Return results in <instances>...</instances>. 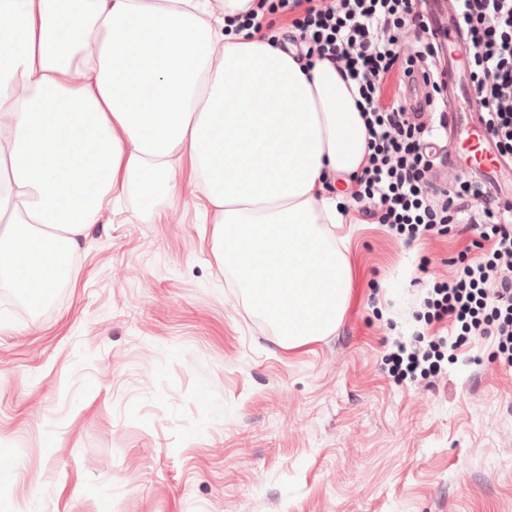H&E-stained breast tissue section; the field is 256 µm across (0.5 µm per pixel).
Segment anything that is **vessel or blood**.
<instances>
[{
	"instance_id": "vessel-or-blood-1",
	"label": "vessel or blood",
	"mask_w": 512,
	"mask_h": 512,
	"mask_svg": "<svg viewBox=\"0 0 512 512\" xmlns=\"http://www.w3.org/2000/svg\"><path fill=\"white\" fill-rule=\"evenodd\" d=\"M427 13L438 41L445 48L439 68L445 84L448 128L458 135L463 149L469 153L471 168L486 173L488 189H495L499 169L497 149L479 120L482 104L471 80L466 77V61L458 54L463 38L458 18L459 0H429Z\"/></svg>"
}]
</instances>
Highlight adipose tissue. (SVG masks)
Listing matches in <instances>:
<instances>
[{"mask_svg":"<svg viewBox=\"0 0 512 512\" xmlns=\"http://www.w3.org/2000/svg\"><path fill=\"white\" fill-rule=\"evenodd\" d=\"M248 0H0V281L52 294L115 200L176 203L190 160L212 251L298 347L340 322L349 181L368 150L328 61L224 31Z\"/></svg>","mask_w":512,"mask_h":512,"instance_id":"1","label":"adipose tissue"}]
</instances>
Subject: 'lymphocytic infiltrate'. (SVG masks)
<instances>
[{
  "instance_id": "obj_1",
  "label": "lymphocytic infiltrate",
  "mask_w": 512,
  "mask_h": 512,
  "mask_svg": "<svg viewBox=\"0 0 512 512\" xmlns=\"http://www.w3.org/2000/svg\"><path fill=\"white\" fill-rule=\"evenodd\" d=\"M471 81L499 156L512 157V0H459ZM293 33L299 59L326 60L355 82L369 154L351 193L359 221L385 226L406 244L471 234L477 256L449 258L448 277L410 301L432 326L396 343L393 377L436 383L446 350L491 338L489 363L512 368V223L486 202L481 184H438L435 139L447 127L438 103V46L424 0H249L227 17L235 32L275 41L277 20Z\"/></svg>"
}]
</instances>
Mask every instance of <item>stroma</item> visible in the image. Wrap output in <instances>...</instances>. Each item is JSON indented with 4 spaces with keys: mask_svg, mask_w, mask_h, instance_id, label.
Here are the masks:
<instances>
[{
    "mask_svg": "<svg viewBox=\"0 0 512 512\" xmlns=\"http://www.w3.org/2000/svg\"><path fill=\"white\" fill-rule=\"evenodd\" d=\"M178 202L125 198L51 300L0 284V502L16 512H512V370L396 380L386 358L421 259L444 274L467 238L407 245L350 227L353 280L330 335L285 346L212 252L189 161Z\"/></svg>",
    "mask_w": 512,
    "mask_h": 512,
    "instance_id": "stroma-1",
    "label": "stroma"
}]
</instances>
